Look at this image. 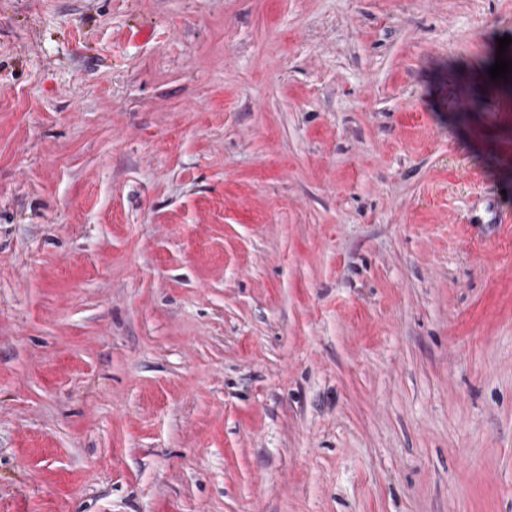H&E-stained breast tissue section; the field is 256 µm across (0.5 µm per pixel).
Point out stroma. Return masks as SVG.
Returning a JSON list of instances; mask_svg holds the SVG:
<instances>
[{"mask_svg": "<svg viewBox=\"0 0 512 512\" xmlns=\"http://www.w3.org/2000/svg\"><path fill=\"white\" fill-rule=\"evenodd\" d=\"M512 0H0V512H512Z\"/></svg>", "mask_w": 512, "mask_h": 512, "instance_id": "1", "label": "stroma"}]
</instances>
